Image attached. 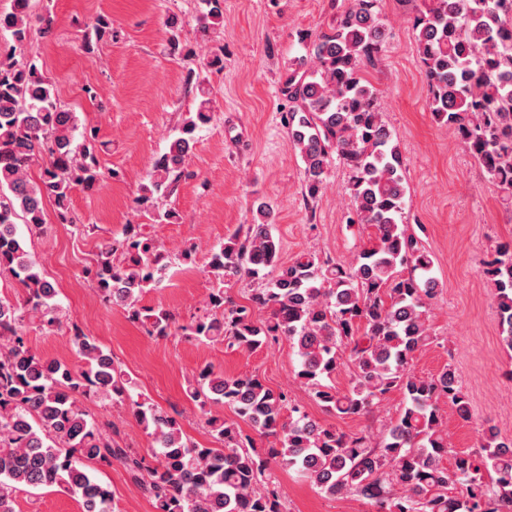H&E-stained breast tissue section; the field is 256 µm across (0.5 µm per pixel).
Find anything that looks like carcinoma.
<instances>
[{"label": "carcinoma", "mask_w": 512, "mask_h": 512, "mask_svg": "<svg viewBox=\"0 0 512 512\" xmlns=\"http://www.w3.org/2000/svg\"><path fill=\"white\" fill-rule=\"evenodd\" d=\"M203 2L206 35L223 22L224 0ZM412 29L434 121L455 131L503 201L512 203V0H428ZM0 31L18 46L31 39L29 0H12L11 11L0 13ZM385 42L379 0H351L329 32L289 65L281 89L293 103L285 123L289 145L304 163L305 198L320 196L332 163L345 167L350 223L373 229L370 245L348 265L316 253L281 264L270 208L262 203L257 211L264 220L209 256L207 272L220 284L209 297L214 314L181 330L244 350L285 339L296 349L297 379L327 412L369 416L397 391L398 417L376 438L365 430L346 433L310 418L257 375L226 378L205 366L188 380L186 393L222 447L191 443L175 416L136 401L134 413L158 448L151 462L121 447L111 427L79 405L91 394L122 401L131 384L93 338L72 325L74 364L42 357L28 345L32 320L53 327L61 308L55 287L17 237L15 219L41 228L48 200L60 223L78 224L71 195L100 186L103 173L91 141L75 142L79 118L63 107L37 61L0 59V188H8L0 193V277L15 280L25 293L20 304L0 298V512H15L18 492L50 487L76 494L83 512H115L112 491L91 474V465L114 461L133 474L156 512H285L273 464L309 479L328 497L373 501L378 512H512V440L487 424L479 448H451L440 401H448L459 419L471 417L456 370L448 364L420 376L412 368L416 354L433 343L428 318L439 283L432 254L403 223V156L364 77ZM196 87V119L185 122L155 160L136 199L145 210L155 197L173 192L198 125L212 119L202 82ZM40 160V178L33 181L29 169ZM119 250L121 265L113 261ZM496 253L485 274L501 341L512 351V244ZM170 263L168 252L130 226L123 240L98 246L96 289L148 335L167 337L175 315L140 300ZM269 269L274 277L251 289L247 304L224 299L222 284L262 281ZM346 362L353 368L350 385L338 391L327 381ZM219 404L233 408L268 446L255 447L237 424L212 413ZM448 456L449 468L443 465Z\"/></svg>", "instance_id": "obj_1"}]
</instances>
